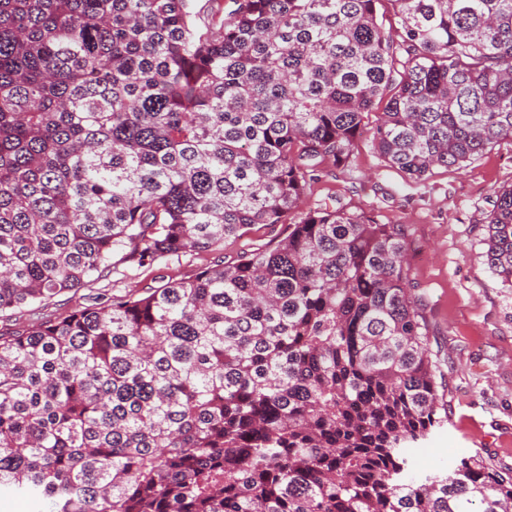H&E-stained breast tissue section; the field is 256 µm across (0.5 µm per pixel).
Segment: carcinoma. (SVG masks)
<instances>
[{
	"mask_svg": "<svg viewBox=\"0 0 512 512\" xmlns=\"http://www.w3.org/2000/svg\"><path fill=\"white\" fill-rule=\"evenodd\" d=\"M0 0V317L113 267L279 241L0 334V487L48 512H512L479 455L417 480L447 417L403 226L341 201L376 152L413 181L512 138V0ZM512 287V185L483 225Z\"/></svg>",
	"mask_w": 512,
	"mask_h": 512,
	"instance_id": "carcinoma-1",
	"label": "carcinoma"
}]
</instances>
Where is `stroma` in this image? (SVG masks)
I'll return each instance as SVG.
<instances>
[{"label":"stroma","instance_id":"stroma-1","mask_svg":"<svg viewBox=\"0 0 512 512\" xmlns=\"http://www.w3.org/2000/svg\"><path fill=\"white\" fill-rule=\"evenodd\" d=\"M509 185L511 139L499 141L466 169L437 167L427 180L415 182L387 164L366 135L356 141L347 164L323 161L302 204L307 210L338 199L405 229L414 293L429 324L430 348L447 375L448 420L413 451L412 467L420 475L476 453L494 468H512V288L492 274L481 235L493 198ZM286 233L283 224H258L218 250L151 266L120 265L78 290L18 309L12 319L0 318V333L192 277Z\"/></svg>","mask_w":512,"mask_h":512}]
</instances>
